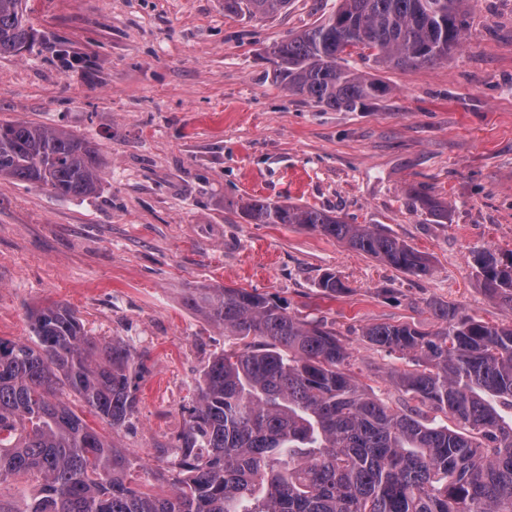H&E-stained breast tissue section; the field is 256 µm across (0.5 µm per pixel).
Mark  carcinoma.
Instances as JSON below:
<instances>
[{
  "mask_svg": "<svg viewBox=\"0 0 512 512\" xmlns=\"http://www.w3.org/2000/svg\"><path fill=\"white\" fill-rule=\"evenodd\" d=\"M292 0H224L249 18L288 11ZM25 0H0V56L33 49ZM471 0H339L314 26L273 45V76L318 106L354 111L387 94L379 79L341 64L359 51L388 68L435 64L459 46ZM100 159L65 129L0 123V178L83 198L100 188ZM440 224L448 203L414 194ZM250 224H297L397 270L430 275L428 259L366 224L267 198L242 201ZM482 291L512 310V260L472 252ZM336 297L334 272L319 282ZM185 305L242 345L202 372L179 445L152 477L172 487L156 497L112 441L76 414L63 393L113 429L137 406L143 361L122 338L86 334L60 303L31 309V336L0 337V482L33 477L24 512H512V324L493 325L434 304L433 334L409 324L367 327L366 340L412 361L392 375L409 399L455 423L397 410L368 394L348 370L336 332L245 288H193Z\"/></svg>",
  "mask_w": 512,
  "mask_h": 512,
  "instance_id": "1",
  "label": "carcinoma"
}]
</instances>
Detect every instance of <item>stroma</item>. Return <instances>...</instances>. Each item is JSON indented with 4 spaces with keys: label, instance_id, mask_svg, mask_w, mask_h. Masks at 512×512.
Segmentation results:
<instances>
[{
    "label": "stroma",
    "instance_id": "35a3bbf8",
    "mask_svg": "<svg viewBox=\"0 0 512 512\" xmlns=\"http://www.w3.org/2000/svg\"><path fill=\"white\" fill-rule=\"evenodd\" d=\"M33 51L0 56V121L63 127L90 142L100 189L63 198L0 179V337L30 335V308L59 302L88 335L120 337L143 358L138 405L112 442L162 467L208 362L236 347L188 309L192 288L254 289L321 320L350 349V372L391 405L400 354L366 327L436 331L430 307L512 321L478 287L475 248L512 257V0H474L448 60L405 69L359 54L347 66L389 95L351 112L315 105L273 80L269 50L314 26L336 0L242 18L222 0H28ZM445 200L436 224L416 190ZM332 211L425 255L415 277L294 224H251L242 200ZM335 271L347 294L323 297Z\"/></svg>",
    "mask_w": 512,
    "mask_h": 512
}]
</instances>
